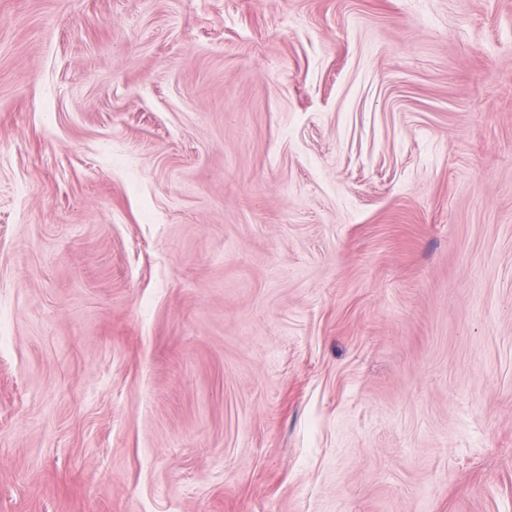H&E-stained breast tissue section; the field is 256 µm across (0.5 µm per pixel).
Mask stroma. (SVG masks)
Masks as SVG:
<instances>
[{
  "mask_svg": "<svg viewBox=\"0 0 512 512\" xmlns=\"http://www.w3.org/2000/svg\"><path fill=\"white\" fill-rule=\"evenodd\" d=\"M0 512H512V0H0Z\"/></svg>",
  "mask_w": 512,
  "mask_h": 512,
  "instance_id": "1",
  "label": "stroma"
}]
</instances>
